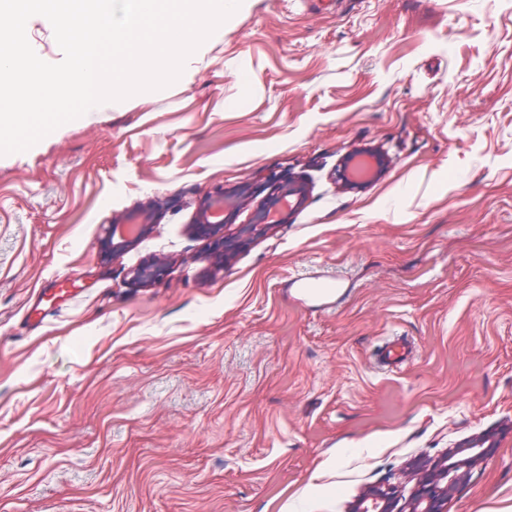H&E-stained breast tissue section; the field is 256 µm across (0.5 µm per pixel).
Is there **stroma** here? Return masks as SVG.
<instances>
[{"label":"stroma","mask_w":512,"mask_h":512,"mask_svg":"<svg viewBox=\"0 0 512 512\" xmlns=\"http://www.w3.org/2000/svg\"><path fill=\"white\" fill-rule=\"evenodd\" d=\"M369 147L382 175L339 191ZM284 174L301 207L237 213L213 272L200 202ZM316 269L335 312L285 288ZM482 431L448 512L512 508V0H246L172 85L0 156V512H352ZM171 203V199L167 196H155L134 210L113 214L110 224H132L130 221L134 215L140 214L145 228V224L158 223Z\"/></svg>","instance_id":"35a3bbf8"}]
</instances>
